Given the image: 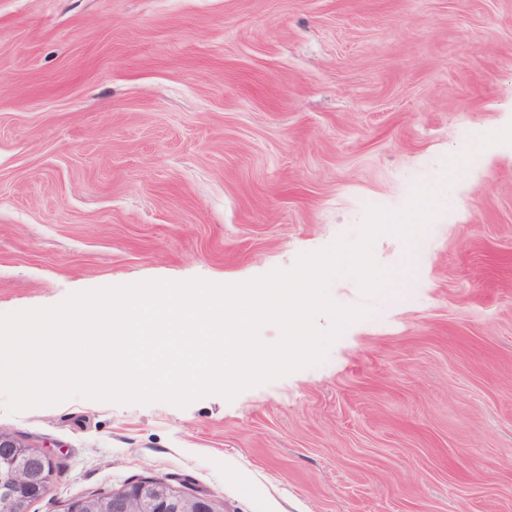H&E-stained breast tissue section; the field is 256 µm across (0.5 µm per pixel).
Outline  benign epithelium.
Returning a JSON list of instances; mask_svg holds the SVG:
<instances>
[{"mask_svg":"<svg viewBox=\"0 0 512 512\" xmlns=\"http://www.w3.org/2000/svg\"><path fill=\"white\" fill-rule=\"evenodd\" d=\"M51 457L0 431V512H23L25 501L49 490ZM64 512H224L213 498L185 494L163 479L132 483L100 496L88 497Z\"/></svg>","mask_w":512,"mask_h":512,"instance_id":"1","label":"benign epithelium"}]
</instances>
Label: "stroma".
Segmentation results:
<instances>
[{"instance_id":"35a3bbf8","label":"stroma","mask_w":512,"mask_h":512,"mask_svg":"<svg viewBox=\"0 0 512 512\" xmlns=\"http://www.w3.org/2000/svg\"><path fill=\"white\" fill-rule=\"evenodd\" d=\"M512 106V0H0V313L238 283L355 240ZM322 365L185 408L81 396L0 429L28 512L145 478L224 512H512V147L478 154ZM49 455L0 431V512H22L25 501L49 490Z\"/></svg>"}]
</instances>
